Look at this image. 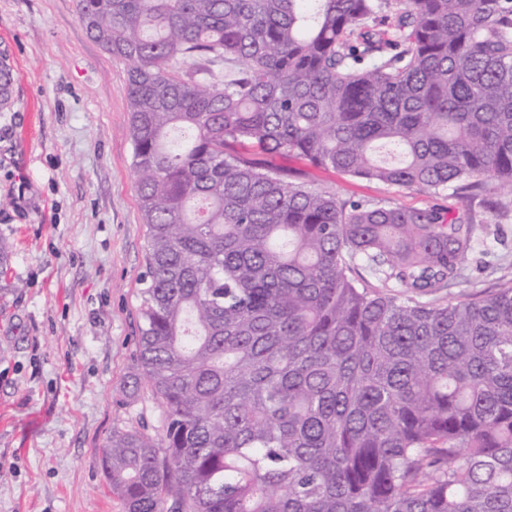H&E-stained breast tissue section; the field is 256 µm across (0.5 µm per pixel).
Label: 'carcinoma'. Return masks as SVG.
<instances>
[{"instance_id":"cac0c4a2","label":"carcinoma","mask_w":512,"mask_h":512,"mask_svg":"<svg viewBox=\"0 0 512 512\" xmlns=\"http://www.w3.org/2000/svg\"><path fill=\"white\" fill-rule=\"evenodd\" d=\"M76 9L129 63L138 360L166 414L101 450L125 512H512V284L439 298L484 225L344 202L247 151L512 187V0ZM218 62L236 74L198 79Z\"/></svg>"}]
</instances>
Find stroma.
Returning <instances> with one entry per match:
<instances>
[{"mask_svg":"<svg viewBox=\"0 0 512 512\" xmlns=\"http://www.w3.org/2000/svg\"><path fill=\"white\" fill-rule=\"evenodd\" d=\"M15 82L0 112V512H124L100 457L116 429L164 434L134 384L146 227L132 168L128 64L95 41L76 0H0ZM288 178L342 201L436 205L430 195L280 159ZM512 189L473 199L484 245L443 297L512 281Z\"/></svg>","mask_w":512,"mask_h":512,"instance_id":"stroma-1","label":"stroma"}]
</instances>
